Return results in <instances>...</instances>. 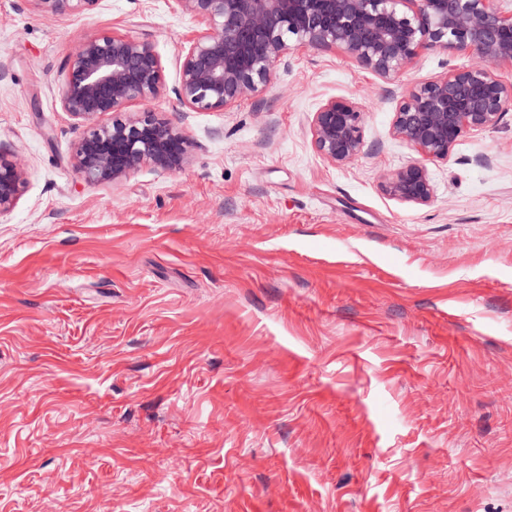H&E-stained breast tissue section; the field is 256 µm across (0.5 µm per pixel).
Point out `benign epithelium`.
Here are the masks:
<instances>
[{"instance_id": "obj_1", "label": "benign epithelium", "mask_w": 512, "mask_h": 512, "mask_svg": "<svg viewBox=\"0 0 512 512\" xmlns=\"http://www.w3.org/2000/svg\"><path fill=\"white\" fill-rule=\"evenodd\" d=\"M52 15H71L96 0H32ZM500 0H172L199 28L181 51L178 85L183 112L224 111L255 94L274 67L302 48L338 50L381 76L397 74L420 51H470L478 62L413 85L393 117V133L420 160L387 174L382 189L427 205L434 185L426 163L446 160L470 131L497 125L512 106V82L495 67L512 64V13ZM403 9H398V6ZM164 89L152 45L128 34L82 38L69 54L59 87L61 111L83 134L74 143L77 171L90 183L116 184L144 165L178 170L189 139L159 111L132 115ZM103 115L112 116L105 124ZM362 105L329 98L314 112L311 134L330 164L356 160L363 149ZM23 171L0 154V214L17 204Z\"/></svg>"}]
</instances>
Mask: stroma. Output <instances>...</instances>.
Returning <instances> with one entry per match:
<instances>
[{
	"instance_id": "1",
	"label": "stroma",
	"mask_w": 512,
	"mask_h": 512,
	"mask_svg": "<svg viewBox=\"0 0 512 512\" xmlns=\"http://www.w3.org/2000/svg\"><path fill=\"white\" fill-rule=\"evenodd\" d=\"M169 0L74 15L0 0V512H512V109L428 163L392 132L414 84L473 63L427 49L374 74L304 49L219 112L177 111ZM152 44L185 165L77 172L58 87L78 39ZM365 109L334 166L311 121ZM362 105L348 98H329L314 112L311 134L318 153L330 164L356 160L363 149ZM23 184V171L16 162L0 153V215L11 211L17 204Z\"/></svg>"
}]
</instances>
